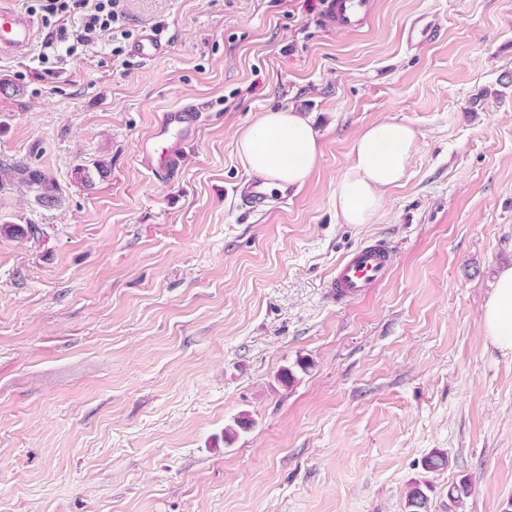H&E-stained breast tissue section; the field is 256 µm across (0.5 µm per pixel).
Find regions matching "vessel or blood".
I'll return each instance as SVG.
<instances>
[{"label": "vessel or blood", "instance_id": "b4317fda", "mask_svg": "<svg viewBox=\"0 0 512 512\" xmlns=\"http://www.w3.org/2000/svg\"><path fill=\"white\" fill-rule=\"evenodd\" d=\"M373 0H324L323 22L327 28L352 30L371 14ZM37 27L34 18L17 5V0H0V57L25 54L34 44ZM171 45L159 27L142 26L131 42L129 53L143 62L165 56ZM204 114L196 103L186 102L166 110L140 143V156L161 179L174 176L182 162L183 148L191 142ZM271 197L265 182L252 181L241 192L242 204L252 210L265 207ZM391 249L377 240L353 250L336 268L330 281V293L339 301L362 297L388 274Z\"/></svg>", "mask_w": 512, "mask_h": 512}]
</instances>
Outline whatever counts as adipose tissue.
Segmentation results:
<instances>
[{"label": "adipose tissue", "mask_w": 512, "mask_h": 512, "mask_svg": "<svg viewBox=\"0 0 512 512\" xmlns=\"http://www.w3.org/2000/svg\"><path fill=\"white\" fill-rule=\"evenodd\" d=\"M416 139L412 125L398 120L375 123L355 138L335 193L336 211L344 223L371 222L384 191L399 185ZM236 151L244 170L273 190L303 186L320 157L317 131L290 109L264 113L240 134ZM481 322L491 344L512 354V266L499 272Z\"/></svg>", "instance_id": "ef3b65f1"}]
</instances>
